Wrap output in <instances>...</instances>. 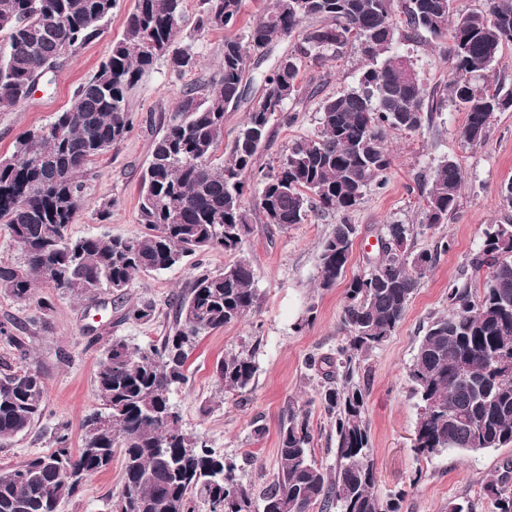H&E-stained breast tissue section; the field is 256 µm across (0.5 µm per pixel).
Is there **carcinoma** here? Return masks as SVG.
<instances>
[{
	"mask_svg": "<svg viewBox=\"0 0 512 512\" xmlns=\"http://www.w3.org/2000/svg\"><path fill=\"white\" fill-rule=\"evenodd\" d=\"M456 0H270L244 37L224 38L218 75L183 92L142 175L138 211L144 231L134 237H72L82 212L90 166L132 128L128 93L161 58L178 73L200 67L192 45L181 44L184 0H135L120 39L72 105L17 139L0 160V224L21 247L20 266L0 264V289L18 300L36 285L79 298L105 288L122 299L133 276L167 270L183 258L222 249L234 254L251 234L253 212L242 204L259 187L255 210L263 223L288 228L316 211L341 215L320 244L318 285L333 287L345 273L359 235L348 216L371 186L386 184L393 158L390 131L420 132L447 95L466 114L461 139L482 145L493 115L512 109V86L494 77L500 49L512 43V0H486V9L460 11ZM117 0H0V111L27 99L39 77L62 68L100 39ZM244 0H202L198 30L231 29ZM424 37L448 59V82L428 92L412 58L396 44L401 29ZM297 38L294 50L262 74L260 94L237 135L224 145V113L238 103L273 43ZM357 44L363 61L358 86L324 97L320 129L295 140L278 164L255 168L271 137V122L288 120L287 104L303 93L302 63L321 65ZM465 173L444 157L424 196L420 224H386L382 256L352 279L342 325L347 345L336 356L309 358L326 380L321 405L335 429L336 466L312 453L309 410L288 405L280 429L278 473L256 499L235 462L183 429L171 388L187 380V361L201 336L257 312L259 293L250 261L240 257L219 272L203 270L176 303L172 331L140 347L122 337L107 345L95 369L101 409L81 422L82 444L57 448L0 474V512H54L83 482L123 458V480L112 512H398L399 499L374 493L367 392L353 382L354 361L381 346L402 321L437 253L411 250L415 232L448 223L459 208ZM482 279L448 286L447 315L433 320L409 367L419 400L414 451L447 449L479 455L512 446V224H489L471 260ZM254 347L217 366L224 390L242 392L257 371ZM342 379V386L335 380ZM46 382L31 367L0 377V441L27 431L45 410ZM497 512H512V461L488 482Z\"/></svg>",
	"mask_w": 512,
	"mask_h": 512,
	"instance_id": "obj_1",
	"label": "carcinoma"
}]
</instances>
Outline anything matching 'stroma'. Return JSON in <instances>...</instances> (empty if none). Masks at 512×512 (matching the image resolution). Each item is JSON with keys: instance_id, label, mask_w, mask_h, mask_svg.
Here are the masks:
<instances>
[{"instance_id": "35a3bbf8", "label": "stroma", "mask_w": 512, "mask_h": 512, "mask_svg": "<svg viewBox=\"0 0 512 512\" xmlns=\"http://www.w3.org/2000/svg\"><path fill=\"white\" fill-rule=\"evenodd\" d=\"M133 5L134 0H119L103 37L82 48L53 74L51 82H39L26 101L0 112V159L12 156L19 135L45 126L55 113L71 105L78 86L96 73L113 41L121 37ZM199 10L200 0H184L181 38L192 41L201 70L179 74L162 61L130 90L134 127L118 147L94 164L86 180L80 220L69 228L72 236L140 234L138 187L152 145L184 90L199 78L216 76L221 64L225 33L198 32ZM400 48L413 57L426 88L447 82L448 62L439 49L412 40L402 41ZM361 68L360 55L351 47L325 66L305 67L304 92L288 105L293 119L275 123L257 166L276 165L294 140L315 133L321 95L357 85ZM464 121V113L446 99L421 132L391 133L388 143L393 164L387 182L384 188H370L350 213L360 233L347 278L333 288H317L316 279L320 243L339 222V214L319 213L286 229L254 221L243 251L252 263L259 308L240 323L201 336L187 361V383L173 386L170 395L184 428L231 458L243 483L254 492L269 486L277 472L278 432L288 419L290 402L308 406L315 458L323 465H334V433L320 404L324 381L309 369L308 358L335 355L344 345L342 315L348 277L369 272L384 224L419 223L426 182L434 166L448 156L467 174L459 209L448 223L417 234L411 241L414 250L437 251V262L422 279L394 334L359 358L354 380L367 391L375 494L383 499L401 495L399 512H448L450 501L464 499L478 502L477 512H496L485 486L496 478L503 460L512 459V447L476 457L450 449L430 458L417 456L413 449L419 408L408 369L422 327L431 318L447 314L448 285L469 273L486 225L512 224V210L502 206L499 196L504 182L512 179V110L495 113L486 141L477 147L460 140ZM107 207L112 210L111 219L100 220V211ZM445 239L451 246L444 252L439 245ZM193 274V262L187 259L159 273L135 275L120 300L108 289L90 300L43 286L26 301L0 291V322L24 337L29 348L27 358H20L0 337V373L31 365L46 378L44 415L26 433L0 442V468L54 450L55 435L63 426L69 429L72 447H80V423L100 407L94 370L104 349L116 336L141 346L160 343L173 324L174 303ZM44 299L49 307L43 324L32 326L30 318L38 301ZM142 303L153 305L151 321L125 319L127 307ZM252 344L258 347L253 385L240 394L224 391L216 378L218 362ZM259 426L265 429L260 436L255 433ZM121 478L122 460L116 457L106 470L89 478L62 512H112L111 498Z\"/></svg>"}]
</instances>
